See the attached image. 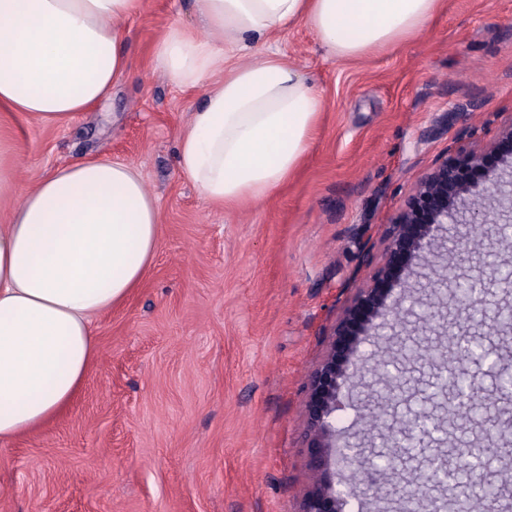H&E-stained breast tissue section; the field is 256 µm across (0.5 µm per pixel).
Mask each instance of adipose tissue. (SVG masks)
I'll use <instances>...</instances> for the list:
<instances>
[{
  "mask_svg": "<svg viewBox=\"0 0 512 512\" xmlns=\"http://www.w3.org/2000/svg\"><path fill=\"white\" fill-rule=\"evenodd\" d=\"M444 0H197L172 22L157 67L202 100L182 131L180 173L208 203L269 197L300 167L321 94L277 48L303 24L332 58L356 60L421 33ZM144 0H0V444L65 412L97 354L95 316L139 287L160 234L158 201L133 165L109 158L57 168L31 189L14 175L11 122L72 120L129 68L130 19ZM265 53L251 56L255 44Z\"/></svg>",
  "mask_w": 512,
  "mask_h": 512,
  "instance_id": "ef3b65f1",
  "label": "adipose tissue"
}]
</instances>
